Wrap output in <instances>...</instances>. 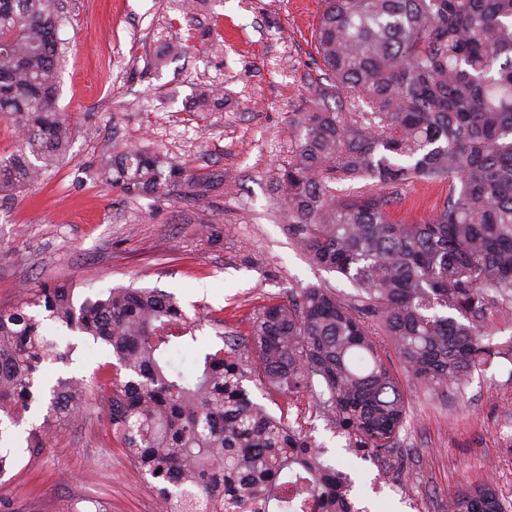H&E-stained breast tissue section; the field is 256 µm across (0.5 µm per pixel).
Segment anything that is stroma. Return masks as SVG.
Listing matches in <instances>:
<instances>
[{"mask_svg":"<svg viewBox=\"0 0 512 512\" xmlns=\"http://www.w3.org/2000/svg\"><path fill=\"white\" fill-rule=\"evenodd\" d=\"M323 8L324 0H204L190 15L184 0H63L57 106L80 134L42 182L0 193V306L45 281L70 283L78 302L118 286L157 287L199 319L197 346L217 350L226 336L247 341L253 312L299 289L352 298L350 282L311 264L289 234L276 189L299 112L329 84L314 40ZM171 43L188 50L164 57ZM202 84L222 87L220 108L198 109ZM106 148L159 149L192 173L223 172L224 183L197 202L112 187L89 175ZM389 194L396 217L422 220L448 184L420 179ZM208 218L218 236L201 233ZM67 338L78 344L71 363L44 375L95 381L93 399L32 451L26 437L46 410L26 415L0 502L9 512H74L88 499L103 512H157L153 489L100 419L111 352ZM403 387L405 465L394 473L350 453L308 394L251 396L327 448L366 512H448L461 487L488 479L512 501V363L473 373L460 391Z\"/></svg>","mask_w":512,"mask_h":512,"instance_id":"35a3bbf8","label":"stroma"}]
</instances>
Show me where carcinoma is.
Segmentation results:
<instances>
[{"label":"carcinoma","instance_id":"obj_1","mask_svg":"<svg viewBox=\"0 0 512 512\" xmlns=\"http://www.w3.org/2000/svg\"><path fill=\"white\" fill-rule=\"evenodd\" d=\"M316 51L335 85L299 114L277 190L288 232L309 260L363 292L355 304L310 286L250 318L252 361L239 344L197 353L185 373L171 352L197 341L176 299L157 288H111L73 300L44 282L0 306V442L32 406L49 401L28 448L51 423L78 412L88 388L46 383L48 362L77 347L45 325L112 351V396L102 419L155 490L161 512H363L353 482L306 431L250 398L246 383L293 397L310 393L357 456L402 468L407 400L382 345L409 376L439 393L499 358L512 341L482 329L489 304L512 302V0H324ZM57 0H0V117L17 126L0 157V192L38 182L77 135L56 107ZM366 108L345 120L327 98ZM199 109L221 89H196ZM101 181L145 195L209 196L224 172L193 174L157 150H108ZM371 179L379 193L340 198L336 179ZM448 181L422 221L397 219L387 188ZM448 512H512L493 483L458 492Z\"/></svg>","mask_w":512,"mask_h":512}]
</instances>
